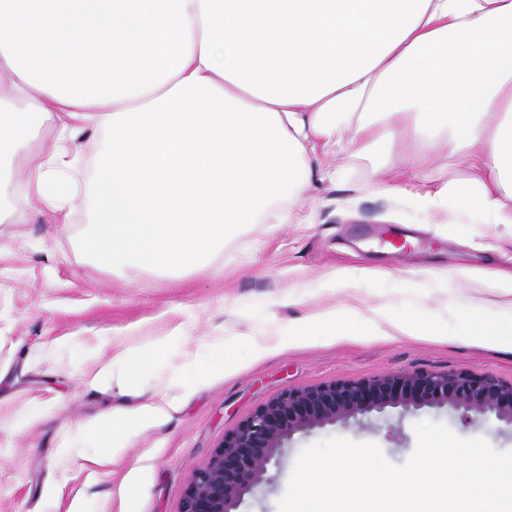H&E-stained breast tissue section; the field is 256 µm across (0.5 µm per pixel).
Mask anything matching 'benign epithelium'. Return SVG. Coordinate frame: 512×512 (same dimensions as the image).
Returning <instances> with one entry per match:
<instances>
[{"label": "benign epithelium", "mask_w": 512, "mask_h": 512, "mask_svg": "<svg viewBox=\"0 0 512 512\" xmlns=\"http://www.w3.org/2000/svg\"><path fill=\"white\" fill-rule=\"evenodd\" d=\"M448 408L466 421L512 427V384L463 371L412 372L306 390H286L258 408L187 485L182 512H237L246 494L270 482L267 466L299 432L385 408Z\"/></svg>", "instance_id": "7a95c632"}]
</instances>
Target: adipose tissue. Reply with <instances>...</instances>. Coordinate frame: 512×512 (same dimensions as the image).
Returning <instances> with one entry per match:
<instances>
[{"label":"adipose tissue","instance_id":"ef3b65f1","mask_svg":"<svg viewBox=\"0 0 512 512\" xmlns=\"http://www.w3.org/2000/svg\"><path fill=\"white\" fill-rule=\"evenodd\" d=\"M2 77L0 201L15 191L3 167L22 156L29 208L65 220L78 197L72 148L94 131L104 158L84 247L107 264L185 271L238 226L287 223L347 133L387 156L415 144L375 193L417 181L430 211L512 224V0H0ZM48 124L57 135L31 152ZM442 132L468 175L440 187ZM466 276L498 298L470 316L469 335L512 337V273ZM172 408L83 424L110 439L93 466L115 465L131 424H159Z\"/></svg>","mask_w":512,"mask_h":512}]
</instances>
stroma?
<instances>
[{"mask_svg":"<svg viewBox=\"0 0 512 512\" xmlns=\"http://www.w3.org/2000/svg\"><path fill=\"white\" fill-rule=\"evenodd\" d=\"M329 179L314 178L300 223L246 225L224 248L183 275L116 271L84 246L85 206L67 223L34 213L15 196L0 221V512H181L192 476L226 435L286 390L358 382L386 374L451 370L512 384V347L488 348L461 337L462 314L484 298L481 283L434 277L438 268L497 270L512 255V226L479 224L469 212H431L415 195L381 197V155L345 145L321 158ZM381 268L385 277H344ZM359 312L354 334L329 323L318 336H295L314 314ZM446 322L443 339L399 335L375 309ZM181 337L163 362L144 361L123 390L95 383L101 363L143 357L173 326ZM220 344L234 371L203 385L181 368L209 366ZM267 346L257 356L258 346ZM174 403L162 426L137 430L121 462L90 473L108 440L80 426L101 414ZM430 420L462 438L482 437L512 450V432L492 422L466 425L447 410L407 414L388 408L362 422L295 435L271 487L246 496L238 512H278L299 453L331 437L377 444L400 465L416 446L413 426Z\"/></svg>","mask_w":512,"mask_h":512,"instance_id":"obj_1","label":"stroma"}]
</instances>
